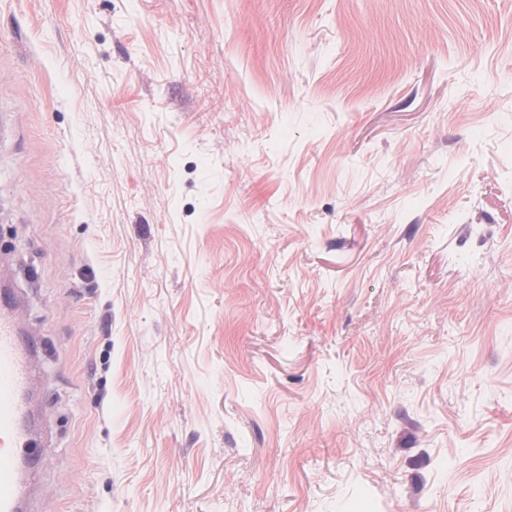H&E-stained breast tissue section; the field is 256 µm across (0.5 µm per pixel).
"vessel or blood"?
Masks as SVG:
<instances>
[{
	"mask_svg": "<svg viewBox=\"0 0 512 512\" xmlns=\"http://www.w3.org/2000/svg\"><path fill=\"white\" fill-rule=\"evenodd\" d=\"M13 310L0 306V512H24L33 490L24 476L34 441L29 426L35 360Z\"/></svg>",
	"mask_w": 512,
	"mask_h": 512,
	"instance_id": "b4317fda",
	"label": "vessel or blood"
}]
</instances>
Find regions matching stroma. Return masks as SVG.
Returning a JSON list of instances; mask_svg holds the SVG:
<instances>
[{
  "label": "stroma",
  "mask_w": 512,
  "mask_h": 512,
  "mask_svg": "<svg viewBox=\"0 0 512 512\" xmlns=\"http://www.w3.org/2000/svg\"><path fill=\"white\" fill-rule=\"evenodd\" d=\"M32 512H512V0H0Z\"/></svg>",
  "instance_id": "obj_1"
}]
</instances>
